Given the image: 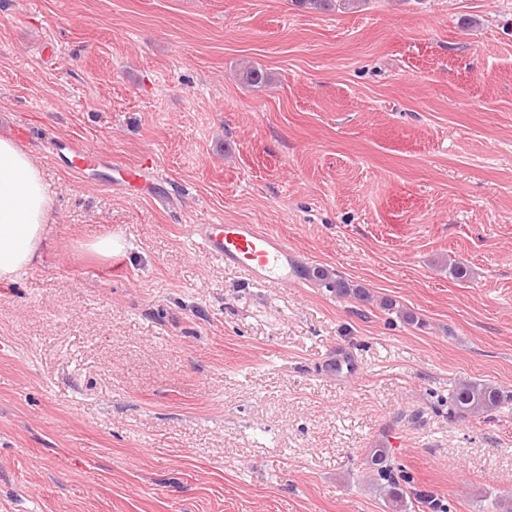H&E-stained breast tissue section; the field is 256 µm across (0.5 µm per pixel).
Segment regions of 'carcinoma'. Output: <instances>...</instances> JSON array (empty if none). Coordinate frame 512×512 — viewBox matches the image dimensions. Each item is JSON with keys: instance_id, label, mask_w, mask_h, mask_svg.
I'll use <instances>...</instances> for the list:
<instances>
[{"instance_id": "obj_1", "label": "carcinoma", "mask_w": 512, "mask_h": 512, "mask_svg": "<svg viewBox=\"0 0 512 512\" xmlns=\"http://www.w3.org/2000/svg\"><path fill=\"white\" fill-rule=\"evenodd\" d=\"M296 2L305 9L321 12L336 9L352 11L362 7L366 0H296ZM242 80L252 87L262 88L269 83V75L264 70L249 65L242 70ZM309 278L326 288L335 289L339 297L353 298L361 303H369L373 300L368 290L350 284L326 268H313ZM448 406L460 417H473L479 420L497 409L511 411L512 393L491 383L463 380L455 383L449 390ZM365 464L369 467L390 512H410L416 502L428 509V512H449L448 505L442 500L429 495L426 491L413 489L411 476L404 468L390 460L386 449H370Z\"/></svg>"}]
</instances>
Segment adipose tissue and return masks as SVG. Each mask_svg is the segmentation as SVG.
<instances>
[{
    "label": "adipose tissue",
    "mask_w": 512,
    "mask_h": 512,
    "mask_svg": "<svg viewBox=\"0 0 512 512\" xmlns=\"http://www.w3.org/2000/svg\"><path fill=\"white\" fill-rule=\"evenodd\" d=\"M50 204L31 158L13 140L0 138V281L38 259Z\"/></svg>",
    "instance_id": "adipose-tissue-1"
}]
</instances>
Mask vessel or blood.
<instances>
[{
  "instance_id": "vessel-or-blood-1",
  "label": "vessel or blood",
  "mask_w": 512,
  "mask_h": 512,
  "mask_svg": "<svg viewBox=\"0 0 512 512\" xmlns=\"http://www.w3.org/2000/svg\"><path fill=\"white\" fill-rule=\"evenodd\" d=\"M192 233L202 248L225 264L277 286L299 283L304 277L294 251L280 237L253 224H195Z\"/></svg>"
}]
</instances>
